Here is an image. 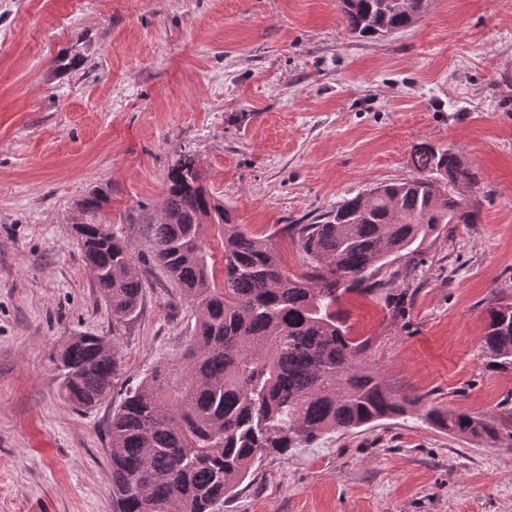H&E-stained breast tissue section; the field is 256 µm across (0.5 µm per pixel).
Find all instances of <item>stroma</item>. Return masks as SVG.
I'll use <instances>...</instances> for the list:
<instances>
[{"instance_id":"35a3bbf8","label":"stroma","mask_w":512,"mask_h":512,"mask_svg":"<svg viewBox=\"0 0 512 512\" xmlns=\"http://www.w3.org/2000/svg\"><path fill=\"white\" fill-rule=\"evenodd\" d=\"M420 142L476 173L480 221L425 242L403 314L354 293L342 315L395 393L492 421L499 440L412 414L330 433L265 458L223 512H512V371L479 348L489 307L512 305V0H427L371 39L344 32L338 0H0V512H115L118 400L76 409L50 356L111 338L120 391L181 364L195 313L145 238L180 157L298 273L285 226L414 178ZM98 189L146 275L117 331L71 229Z\"/></svg>"}]
</instances>
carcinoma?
Returning <instances> with one entry per match:
<instances>
[{"label": "carcinoma", "mask_w": 512, "mask_h": 512, "mask_svg": "<svg viewBox=\"0 0 512 512\" xmlns=\"http://www.w3.org/2000/svg\"><path fill=\"white\" fill-rule=\"evenodd\" d=\"M425 0H340L344 30L375 38L413 25ZM419 176L380 183L313 224H291L303 258L291 274L270 237L231 223L202 185L194 158L168 170L162 218L149 225L155 264L196 313L183 383L163 368L126 391L109 425L112 499L118 512H216L264 456H285L320 437L419 413L459 438L492 445L498 428L465 411H443L420 396H398L367 363L370 338L351 335L338 306L352 293L404 310L422 264L421 246L449 224H475L476 175L462 157L427 143L411 152ZM104 192L78 204L77 240L95 287L121 327L139 313L145 282L128 242L95 222ZM221 233V267L203 218ZM401 264L389 271L396 260ZM480 339L486 367L512 369V306L488 310ZM51 361L76 408L112 396L121 357L102 336L70 337Z\"/></svg>", "instance_id": "cac0c4a2"}]
</instances>
